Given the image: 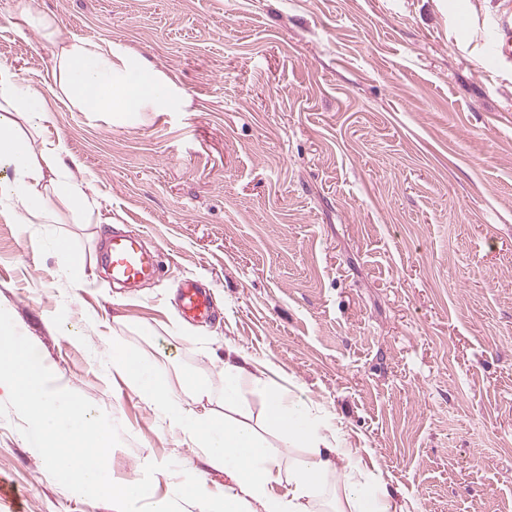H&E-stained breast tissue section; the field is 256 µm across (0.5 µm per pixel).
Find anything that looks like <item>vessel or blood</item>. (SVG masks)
Listing matches in <instances>:
<instances>
[{"mask_svg": "<svg viewBox=\"0 0 512 512\" xmlns=\"http://www.w3.org/2000/svg\"><path fill=\"white\" fill-rule=\"evenodd\" d=\"M485 54L492 69L512 71V10L503 11L490 25ZM103 264L113 282L133 284L153 278L158 271L157 256L145 248L140 236L115 233L102 253ZM179 301L182 312L194 319L211 315L205 288L187 281L181 284Z\"/></svg>", "mask_w": 512, "mask_h": 512, "instance_id": "1", "label": "vessel or blood"}]
</instances>
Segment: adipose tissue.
Segmentation results:
<instances>
[{"label":"adipose tissue","instance_id":"ef3b65f1","mask_svg":"<svg viewBox=\"0 0 512 512\" xmlns=\"http://www.w3.org/2000/svg\"><path fill=\"white\" fill-rule=\"evenodd\" d=\"M52 72L58 93L85 112H108L120 124L135 123L145 107L167 111L173 104L162 74L140 59L114 56L83 39L57 43ZM48 115L43 96L23 86L18 74L0 65V202L21 206L24 224H55L57 203L84 208L87 196L72 172L61 165L62 146L34 151L35 136ZM112 365L129 387L192 443L207 462L223 469L230 481L222 498L194 489L198 512H402L378 488L373 474L362 471L343 437L325 427L301 396L273 386L267 365L232 345L224 347L222 399L228 415H200L183 407L182 395L210 398L207 379L192 377L174 387L157 360L112 342ZM264 399V418L278 428L289 447L305 457L284 463L279 447L251 426L232 419L245 392ZM284 492H276V485Z\"/></svg>","mask_w":512,"mask_h":512}]
</instances>
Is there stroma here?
I'll return each instance as SVG.
<instances>
[{"label": "stroma", "instance_id": "stroma-1", "mask_svg": "<svg viewBox=\"0 0 512 512\" xmlns=\"http://www.w3.org/2000/svg\"><path fill=\"white\" fill-rule=\"evenodd\" d=\"M504 2L0 0V64L45 97L38 139L63 141L91 204L86 224L0 207V308L56 386L121 427L118 483L169 460L214 497L228 480L114 371L116 333L175 384L221 383L225 345L242 349L405 512H512V74H485L480 44ZM71 38L156 67L176 104L123 125L60 99ZM117 230L159 255L138 288L104 275ZM59 236L88 258L85 285ZM187 278L211 320L182 316ZM20 424L0 418V512H116L54 480ZM180 473H155L150 502Z\"/></svg>", "mask_w": 512, "mask_h": 512}]
</instances>
